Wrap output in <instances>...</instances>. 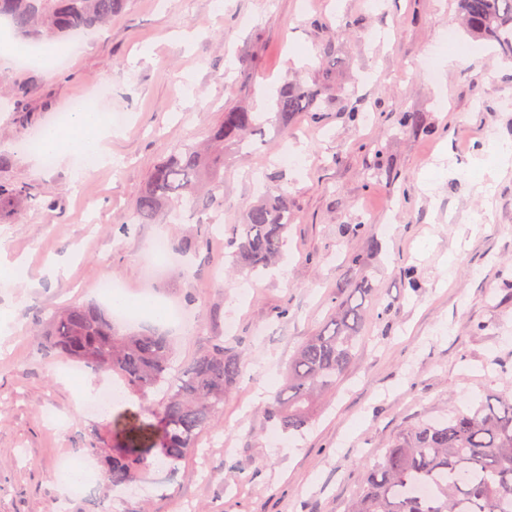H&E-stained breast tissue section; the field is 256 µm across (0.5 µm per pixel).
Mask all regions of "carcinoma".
I'll return each instance as SVG.
<instances>
[{
  "label": "carcinoma",
  "mask_w": 512,
  "mask_h": 512,
  "mask_svg": "<svg viewBox=\"0 0 512 512\" xmlns=\"http://www.w3.org/2000/svg\"><path fill=\"white\" fill-rule=\"evenodd\" d=\"M127 0H0V18L32 45L99 28L120 14ZM468 31L492 40L512 58V0H459ZM324 89L288 83L278 90L276 114L283 130L301 112H319ZM262 125L243 108L224 111L203 144L182 143L152 167L135 199L129 224H154L181 206L206 213L219 207L224 182V148L239 147ZM13 205L30 194L25 184L1 189ZM288 192L267 195L231 224L225 241L236 268L263 275L288 243ZM368 282L341 297L322 328L308 337L288 363L282 388L265 405L266 417L288 432H301L326 391L336 387L357 356L365 325ZM42 347L57 350L99 372L117 377L124 390L145 396L165 388L152 408L154 427L136 436L158 444L169 469L194 455L213 428L224 400L239 383L243 355L237 342L211 336L175 378L174 351L158 330L120 332L105 309L72 303L43 321ZM84 453L100 460L112 488L129 490L144 479L149 464L133 443L101 441ZM344 512H512V398H487L446 420L426 421L402 433L382 459L367 468Z\"/></svg>",
  "instance_id": "carcinoma-1"
}]
</instances>
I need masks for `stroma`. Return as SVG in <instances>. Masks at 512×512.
Wrapping results in <instances>:
<instances>
[{
	"label": "stroma",
	"instance_id": "stroma-1",
	"mask_svg": "<svg viewBox=\"0 0 512 512\" xmlns=\"http://www.w3.org/2000/svg\"><path fill=\"white\" fill-rule=\"evenodd\" d=\"M59 46L52 67L7 66L30 90L27 113L0 96V184L31 192L0 211L11 327L0 334V512H343L403 430L512 395V166L486 150L512 142V62L466 32L457 0H129L103 29ZM451 53L460 63L440 69ZM288 82L326 85L319 119L295 115L286 137L266 125L263 140L229 151L213 213L237 224L262 194L287 190L288 249L256 286L230 270L223 234L200 213L126 225L172 145L203 141L229 106L274 113ZM77 101L106 121L126 116L108 162L85 165L73 148L48 166L21 150ZM412 112L420 129L402 125ZM285 149L302 169L279 163ZM378 167L390 178H372ZM356 224L363 233H350ZM159 236L167 272L149 281L145 253ZM192 237L200 249L183 250ZM363 277L373 291L357 358L303 433L271 426L262 405L289 358ZM110 278L134 302L148 288L190 303L187 322L160 325L176 365L229 320L246 363L214 429L223 447L126 500L105 480L84 487L57 472L88 441H115L114 422L152 424L162 392L77 411L81 389L109 375L42 353L37 334L41 314L100 302Z\"/></svg>",
	"mask_w": 512,
	"mask_h": 512
}]
</instances>
